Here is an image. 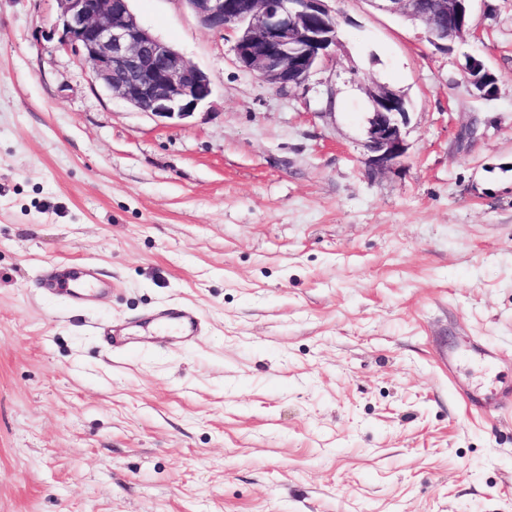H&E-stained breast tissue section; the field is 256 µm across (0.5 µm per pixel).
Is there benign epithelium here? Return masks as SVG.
<instances>
[{
    "label": "benign epithelium",
    "mask_w": 512,
    "mask_h": 512,
    "mask_svg": "<svg viewBox=\"0 0 512 512\" xmlns=\"http://www.w3.org/2000/svg\"><path fill=\"white\" fill-rule=\"evenodd\" d=\"M61 44L89 70L92 79L132 107L160 119H185L212 94L210 77L170 44L152 34L129 7V0H57ZM199 23L235 34V62L278 88L298 86L339 44L338 13L329 0H185ZM379 9L397 13L426 28L430 43L448 48L474 28V0H432V10L448 20L441 30L427 29L420 0H375ZM468 83L484 96L496 82L482 59L466 56ZM366 148L369 165L392 167L404 157L403 126L407 97L383 88L371 94Z\"/></svg>",
    "instance_id": "benign-epithelium-1"
}]
</instances>
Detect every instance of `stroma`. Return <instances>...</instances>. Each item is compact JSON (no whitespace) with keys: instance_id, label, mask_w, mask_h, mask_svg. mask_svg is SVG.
<instances>
[{"instance_id":"stroma-1","label":"stroma","mask_w":512,"mask_h":512,"mask_svg":"<svg viewBox=\"0 0 512 512\" xmlns=\"http://www.w3.org/2000/svg\"><path fill=\"white\" fill-rule=\"evenodd\" d=\"M130 5L211 79L178 124L60 49L57 0H0V512H512V0L448 51L337 0L336 64L286 89ZM379 85L410 101L383 171ZM86 265L110 294L43 292ZM166 308L204 332L144 336ZM464 72L466 74V78L468 83L474 87L477 91H479L484 96H489L492 94L491 87H487V82H492L494 84L496 82L495 77L486 69L484 62L482 59L477 58L473 55L466 56V63L464 67ZM479 74V75H476ZM373 112L368 119L366 148L369 165L376 170L392 167L404 157L407 145L403 126L408 120L407 97L395 90L372 91Z\"/></svg>"}]
</instances>
